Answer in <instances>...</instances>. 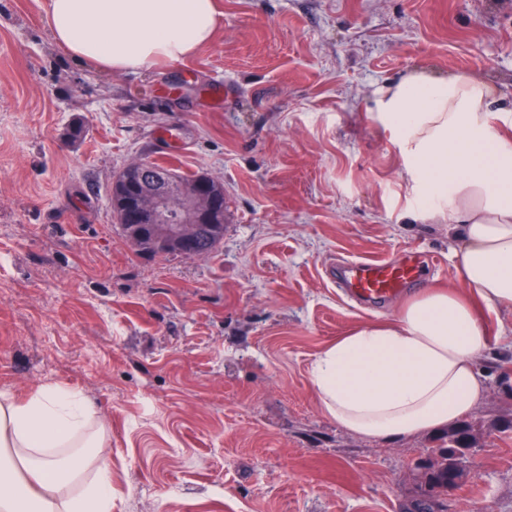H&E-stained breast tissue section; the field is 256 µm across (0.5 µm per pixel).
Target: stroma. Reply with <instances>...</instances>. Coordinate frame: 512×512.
Here are the masks:
<instances>
[{"label":"stroma","instance_id":"1","mask_svg":"<svg viewBox=\"0 0 512 512\" xmlns=\"http://www.w3.org/2000/svg\"><path fill=\"white\" fill-rule=\"evenodd\" d=\"M217 3L194 55L111 74L55 45L46 0H0V391L54 383L91 402L114 512H403L433 432L344 430L310 374L407 296L462 288L457 239L409 219L421 200L366 104L422 69L483 77L511 103L512 0ZM136 161L223 183L216 251L135 253L109 190ZM407 250L418 287L379 309L342 298L338 256ZM484 321L489 391L465 416L480 446L446 512H512V311Z\"/></svg>","mask_w":512,"mask_h":512}]
</instances>
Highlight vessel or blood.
Instances as JSON below:
<instances>
[{"label":"vessel or blood","mask_w":512,"mask_h":512,"mask_svg":"<svg viewBox=\"0 0 512 512\" xmlns=\"http://www.w3.org/2000/svg\"><path fill=\"white\" fill-rule=\"evenodd\" d=\"M336 270V283L348 297L374 306L417 281L418 260L411 254L395 260L346 259L337 264Z\"/></svg>","instance_id":"obj_1"}]
</instances>
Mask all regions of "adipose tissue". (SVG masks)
Returning <instances> with one entry per match:
<instances>
[{"label":"adipose tissue","instance_id":"obj_1","mask_svg":"<svg viewBox=\"0 0 512 512\" xmlns=\"http://www.w3.org/2000/svg\"><path fill=\"white\" fill-rule=\"evenodd\" d=\"M53 40L74 61L126 73L209 44L217 0H48ZM478 76L410 72L366 106L394 137L402 177L453 224L466 295L428 290L390 320L326 346L311 380L323 413L357 435L394 440L461 419L486 396L476 362L484 310L512 309V112ZM89 402L41 385L0 391V512H112V470ZM91 482H83L86 471Z\"/></svg>","mask_w":512,"mask_h":512}]
</instances>
